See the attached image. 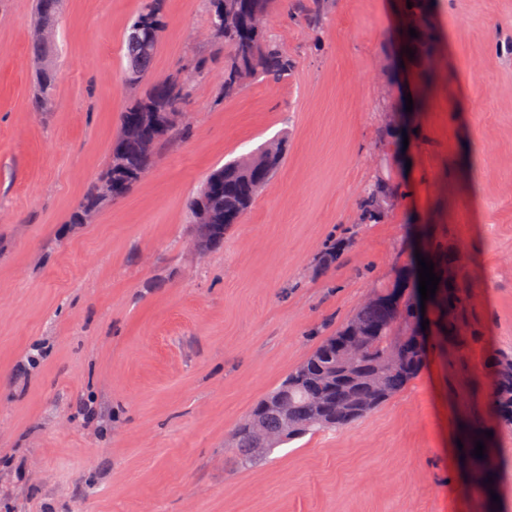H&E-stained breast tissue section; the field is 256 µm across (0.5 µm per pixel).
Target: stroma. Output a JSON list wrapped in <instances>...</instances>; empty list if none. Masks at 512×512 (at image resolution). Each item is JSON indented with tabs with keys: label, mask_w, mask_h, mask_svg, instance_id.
<instances>
[{
	"label": "stroma",
	"mask_w": 512,
	"mask_h": 512,
	"mask_svg": "<svg viewBox=\"0 0 512 512\" xmlns=\"http://www.w3.org/2000/svg\"><path fill=\"white\" fill-rule=\"evenodd\" d=\"M308 2L268 16L288 75L228 97L210 0H163L146 80L202 63L189 132L74 224L110 162L146 0H63L48 112L34 0H0V512H512V434H493L489 494L449 452L460 421L491 423L487 363L512 350V0H433L417 58L402 0H325L316 24ZM410 93L422 111H402ZM282 135L283 165L198 258L187 200ZM380 179L397 193L363 222ZM432 246L461 267L469 349L433 350L363 419L234 466L236 423Z\"/></svg>",
	"instance_id": "1"
}]
</instances>
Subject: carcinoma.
I'll return each mask as SVG.
<instances>
[{"label": "carcinoma", "instance_id": "carcinoma-1", "mask_svg": "<svg viewBox=\"0 0 512 512\" xmlns=\"http://www.w3.org/2000/svg\"><path fill=\"white\" fill-rule=\"evenodd\" d=\"M58 0H35L37 24L57 20ZM277 0H238V17L228 28L214 33L224 41L227 63L224 66V94L236 92L234 75L249 71L256 76L278 80L292 68V62L275 38L251 26L254 8L267 11ZM427 0H412L409 27L421 32L427 25ZM162 29L160 0H149L129 26L124 41L123 73L143 77L153 66ZM35 109L42 99L53 93L55 73L47 70L35 74ZM183 83L178 78L156 81L147 91L131 98L121 114L120 127L138 126V135L112 143L109 168L78 201L70 223L82 224L105 205L126 195L139 181L140 175L158 161V148L163 143L180 139L186 125L172 120L158 126L156 113L182 107ZM287 154V140L269 142L252 153L254 166L249 171L239 168L232 159L212 171L199 193L187 204L191 219H196L199 205L213 213L209 225H195L197 241L215 247L224 234L240 223L258 194L270 182ZM110 180L117 185L112 198L100 193V183ZM393 195L390 185L380 182L363 200L364 218L380 217L384 205ZM440 277L435 299L439 305L442 336L438 347L463 352L472 333L467 323L465 289L448 272L434 268ZM418 266L398 271L395 279L373 289L375 303L361 305L351 317L291 370L280 385L259 400L250 412L231 430L232 462L248 466L267 456L282 444L301 439L319 430L339 428L370 414L416 379L426 367L431 351L428 337L421 333L423 321L419 308ZM362 324L366 335L359 338L361 357L354 370H345L340 363V345L351 329ZM490 398L497 426L512 431V351L500 352L490 362ZM465 457L478 467L483 481L495 476L489 456L471 455L475 442L486 438L484 431L467 429Z\"/></svg>", "mask_w": 512, "mask_h": 512}]
</instances>
